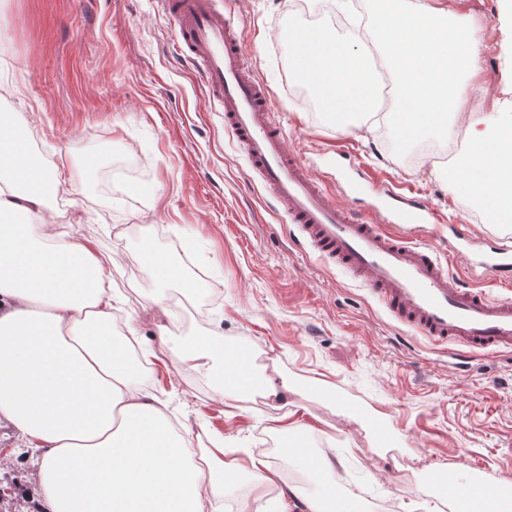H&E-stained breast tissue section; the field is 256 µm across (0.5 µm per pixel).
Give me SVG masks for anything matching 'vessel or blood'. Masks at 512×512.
Listing matches in <instances>:
<instances>
[{"label":"vessel or blood","mask_w":512,"mask_h":512,"mask_svg":"<svg viewBox=\"0 0 512 512\" xmlns=\"http://www.w3.org/2000/svg\"><path fill=\"white\" fill-rule=\"evenodd\" d=\"M176 25L179 56L198 71L206 97L224 112V129L242 148L252 173L295 224L309 249L357 273L381 295L387 314L462 361L469 354L512 349V300L492 298L454 276L457 250L440 257L429 244L393 235L367 216L336 203L306 161L286 147L273 118L269 89L253 73L233 13L216 0H157ZM379 199L390 224H435L438 214L394 188ZM501 286L512 288V250L487 247L480 260Z\"/></svg>","instance_id":"b4317fda"}]
</instances>
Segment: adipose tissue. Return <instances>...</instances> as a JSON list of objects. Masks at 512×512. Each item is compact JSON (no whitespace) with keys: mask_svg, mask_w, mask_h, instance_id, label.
Returning a JSON list of instances; mask_svg holds the SVG:
<instances>
[{"mask_svg":"<svg viewBox=\"0 0 512 512\" xmlns=\"http://www.w3.org/2000/svg\"><path fill=\"white\" fill-rule=\"evenodd\" d=\"M290 39L294 77L344 127L373 113L379 87L361 46L382 48L396 88L383 121L405 141L466 124L464 161L448 181L469 177L461 200H480L493 223L512 224V113L463 109L483 91L473 72L484 46L467 17L445 19L430 0H383L356 38L297 26ZM0 129V418L42 451L29 479L46 512H210L244 479L263 488L274 476L265 461L225 458L219 443L196 446L140 386L141 364L114 333L116 259L43 221L48 194L67 179L31 149L27 123L4 112ZM139 262L159 287L156 303L170 284L187 296L200 288L155 248L141 250ZM281 453L320 486L289 487L307 512H364L358 499L336 496L331 463L306 449Z\"/></svg>","mask_w":512,"mask_h":512,"instance_id":"1","label":"adipose tissue"}]
</instances>
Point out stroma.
Masks as SVG:
<instances>
[{"instance_id":"stroma-1","label":"stroma","mask_w":512,"mask_h":512,"mask_svg":"<svg viewBox=\"0 0 512 512\" xmlns=\"http://www.w3.org/2000/svg\"><path fill=\"white\" fill-rule=\"evenodd\" d=\"M433 4L470 16L487 47L479 111L511 99L512 13L503 0ZM234 9L289 148L336 202L346 201L340 177L366 179L354 202L361 209L394 185L440 213V223L414 232L440 253L460 233L512 248V227L476 219L449 192L445 163L423 150L451 139L407 144L371 120L341 133L308 104V86L289 68L288 28L329 23V14H305L294 0H237ZM174 33L156 0H0V108L29 124L36 149L75 184L53 195L46 219L118 254L115 314L135 324L136 356H154L141 386L203 445L223 442L225 457L253 455L277 473L261 491L244 481L217 512H305L288 488L312 479L276 449L293 425L316 456L336 462L333 481L368 512H407L415 502L420 512H449L423 479L439 470L512 477V352L479 353L457 368L392 321L362 282L303 248L225 133L196 69L176 54ZM340 150L350 153L341 168ZM89 151L99 158L91 172ZM76 210L82 223L69 221ZM147 242L200 280L197 317L175 305L174 285L165 306L153 303L157 285L138 260ZM200 335L250 352L256 372L273 369L288 395L220 400L213 374L173 352Z\"/></svg>"}]
</instances>
